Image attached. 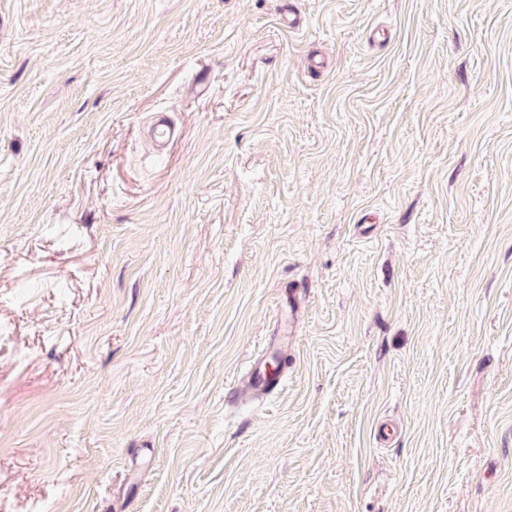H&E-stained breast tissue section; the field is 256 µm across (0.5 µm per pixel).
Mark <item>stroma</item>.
Listing matches in <instances>:
<instances>
[{
  "instance_id": "35a3bbf8",
  "label": "stroma",
  "mask_w": 512,
  "mask_h": 512,
  "mask_svg": "<svg viewBox=\"0 0 512 512\" xmlns=\"http://www.w3.org/2000/svg\"><path fill=\"white\" fill-rule=\"evenodd\" d=\"M0 512H512V0H0ZM152 134L156 144L164 147L174 139L176 126L166 113L160 112L155 116ZM279 384L277 379L268 377L259 359L251 363L246 379V389L251 394H270Z\"/></svg>"
}]
</instances>
